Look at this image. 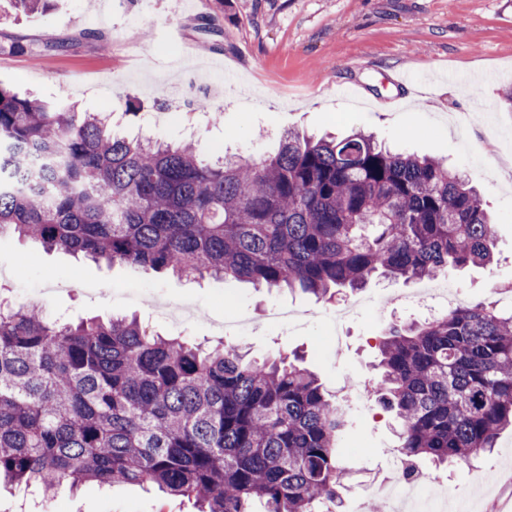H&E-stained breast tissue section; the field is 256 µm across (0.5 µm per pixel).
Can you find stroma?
<instances>
[{
  "label": "stroma",
  "mask_w": 512,
  "mask_h": 512,
  "mask_svg": "<svg viewBox=\"0 0 512 512\" xmlns=\"http://www.w3.org/2000/svg\"><path fill=\"white\" fill-rule=\"evenodd\" d=\"M485 83L471 94L465 76ZM0 87L22 97L108 112L117 130L220 150L269 154L286 129L374 134L471 177L496 227L491 267L451 269L434 284L468 303L512 292V0H49L27 12L0 0ZM182 110L172 115L170 92ZM221 117L197 119L198 101ZM137 105L139 115L127 112ZM422 280L373 279L330 302L265 292L234 279H187L110 266L10 239L0 244V301L29 292L51 319L136 317L191 342L228 340L257 360L299 352L325 387L344 397L378 376L391 324L424 322L413 296ZM375 294L405 303L376 311ZM351 315L333 320L336 310ZM273 308L302 312L268 324ZM398 428L381 406L355 414L340 455L353 480L340 512H354L368 484L398 465ZM468 512H512V428L488 458L442 470ZM0 512H196L192 499L137 485L60 486L52 502L0 479Z\"/></svg>",
  "instance_id": "obj_1"
}]
</instances>
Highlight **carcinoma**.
Wrapping results in <instances>:
<instances>
[{
    "mask_svg": "<svg viewBox=\"0 0 512 512\" xmlns=\"http://www.w3.org/2000/svg\"><path fill=\"white\" fill-rule=\"evenodd\" d=\"M470 179L361 132H286L258 158L211 162L112 134L107 119L0 87V240L176 275L296 286L324 301L376 276L421 279L493 262ZM0 305V474L39 488L135 483L198 512H315L341 503L351 415L287 356L245 360L148 334ZM370 394L395 412L403 467L470 464L512 426V311L458 305L393 324Z\"/></svg>",
    "mask_w": 512,
    "mask_h": 512,
    "instance_id": "cac0c4a2",
    "label": "carcinoma"
}]
</instances>
